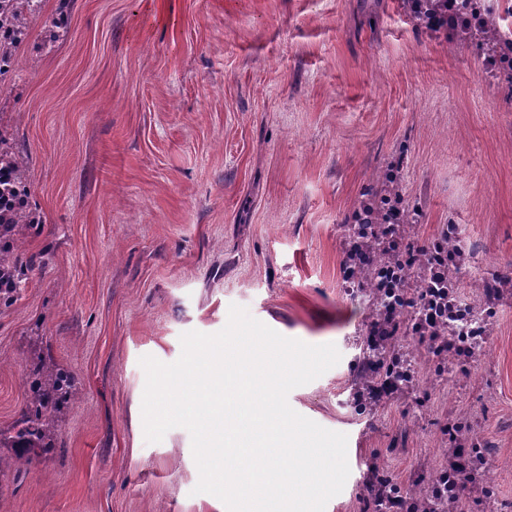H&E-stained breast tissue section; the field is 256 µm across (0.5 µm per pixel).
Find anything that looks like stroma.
I'll use <instances>...</instances> for the list:
<instances>
[{"mask_svg": "<svg viewBox=\"0 0 512 512\" xmlns=\"http://www.w3.org/2000/svg\"><path fill=\"white\" fill-rule=\"evenodd\" d=\"M0 97L30 175L25 278L0 313V429L22 415L50 356L81 391L48 452L0 475L8 512H226L195 493L181 427L146 442L150 355L213 334L230 305L281 335L332 343L337 365L290 406L346 434L350 475L325 512H376L379 465L405 490L448 462L449 422L486 446L466 512H512V88L477 47L447 52L399 0H33ZM396 165L419 208L405 244L454 225L462 301L489 336L472 368L398 341L416 384L361 408L359 355L372 320L343 274L354 210Z\"/></svg>", "mask_w": 512, "mask_h": 512, "instance_id": "1", "label": "stroma"}]
</instances>
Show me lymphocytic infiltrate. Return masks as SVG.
<instances>
[{
	"mask_svg": "<svg viewBox=\"0 0 512 512\" xmlns=\"http://www.w3.org/2000/svg\"><path fill=\"white\" fill-rule=\"evenodd\" d=\"M425 268L414 271L413 262L399 258L392 265L378 269L375 285L386 292L389 303L369 327L370 334L390 326L405 330L433 354H446L463 366L475 361V348L487 340V329L475 324L473 310L463 304L453 283L452 267H463L464 251L447 252L437 242L424 246ZM419 275L422 287L416 295L402 293L401 288L412 275ZM413 309L411 322H404L403 309ZM454 449L447 467L440 472V483L433 489L435 498L449 497L453 504H460L464 492L479 485L482 477L469 465L470 451L465 439L454 438Z\"/></svg>",
	"mask_w": 512,
	"mask_h": 512,
	"instance_id": "f902f5d3",
	"label": "lymphocytic infiltrate"
}]
</instances>
